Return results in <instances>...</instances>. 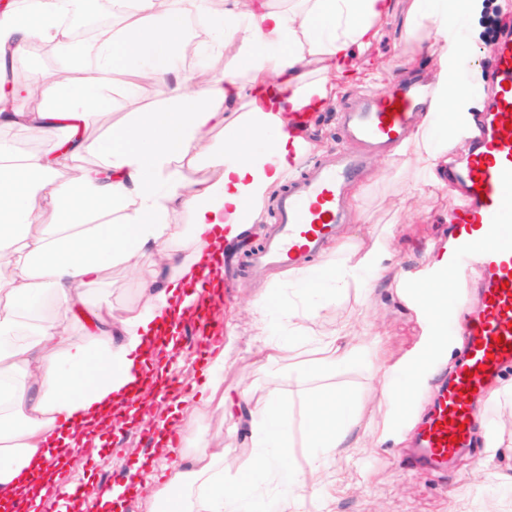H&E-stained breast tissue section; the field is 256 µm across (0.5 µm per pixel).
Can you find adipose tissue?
I'll return each mask as SVG.
<instances>
[{
	"label": "adipose tissue",
	"instance_id": "1",
	"mask_svg": "<svg viewBox=\"0 0 512 512\" xmlns=\"http://www.w3.org/2000/svg\"><path fill=\"white\" fill-rule=\"evenodd\" d=\"M133 0L134 19L98 45L67 44L72 76L41 79L39 112L0 111V127L27 126L56 139V154H27L21 161L0 153V512L12 503H41L57 475L48 459L65 462L91 435L110 426L115 414L136 413V385H148L151 328L160 318L176 322L196 296L172 299L174 282L208 274L210 257L224 243L242 238L271 193L283 186L307 148L293 131L299 113L326 103L333 78L348 75L354 55L378 38L391 0H224L217 28L205 49L218 54L238 46L241 66L193 87L178 63L189 44L182 20H206L209 0ZM60 0H34L26 14L0 12V56L24 57L33 37L64 42ZM471 0H441L432 12L411 0L409 38L420 27L443 49L455 42V22ZM95 57L107 74L128 61L142 62V78L166 86L172 108L139 112L107 139L82 140L78 125L93 113V82L83 71ZM238 111L226 123L227 110ZM223 128L214 148L209 134ZM83 151L103 155L107 173L85 172L61 183L56 163ZM214 157L213 172L187 178L188 156ZM191 211L189 227L170 223L175 207ZM120 213L117 224L103 214ZM156 262L162 280L144 290L137 309L119 324L97 323L86 336L71 333L78 304L104 309L103 272L113 263L138 268ZM309 448V471L343 452L351 433L346 401L333 389L307 396L299 425ZM161 474L154 505L169 512H237L251 493L250 481L225 491L217 478L224 451L203 434L190 441ZM203 486L188 495L190 482Z\"/></svg>",
	"mask_w": 512,
	"mask_h": 512
}]
</instances>
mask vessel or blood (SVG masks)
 <instances>
[{"label": "vessel or blood", "mask_w": 512, "mask_h": 512, "mask_svg": "<svg viewBox=\"0 0 512 512\" xmlns=\"http://www.w3.org/2000/svg\"><path fill=\"white\" fill-rule=\"evenodd\" d=\"M489 81L493 95L478 116L469 155L448 174L449 188H461L462 195L450 213L442 260L451 274L477 275L481 288L463 349L415 427L414 462L434 470L447 468L472 446L468 423L475 391L483 390L486 379L512 372V34L498 41ZM430 105L429 92L410 85L344 113L343 127L359 150L301 166L277 200L270 231L247 254V268H296L319 256L347 220L348 190L368 153L399 143L416 110Z\"/></svg>", "instance_id": "1"}]
</instances>
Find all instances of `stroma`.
Returning a JSON list of instances; mask_svg holds the SVG:
<instances>
[{
    "label": "stroma",
    "instance_id": "stroma-1",
    "mask_svg": "<svg viewBox=\"0 0 512 512\" xmlns=\"http://www.w3.org/2000/svg\"><path fill=\"white\" fill-rule=\"evenodd\" d=\"M512 16V0H476L472 12L458 23V41L443 53L425 52L429 37L420 32L407 37L411 20L405 0H394L392 14L381 39L355 62L353 84L337 83L324 110L311 113L301 135L312 142L309 159L334 149L354 150L336 126V112L352 106L379 86L422 78L436 82L438 74L467 81L470 93L457 103L454 123L443 112L425 117L433 152L461 158L468 150L464 134L488 94L485 74L497 41L492 22ZM15 75L25 80L65 77L67 59L57 50L32 53L15 61ZM131 69L101 80L96 88L99 107L87 123L85 137L102 140L113 127L130 122L135 113L156 111L168 96L158 86L136 97L126 88ZM352 219L321 256L307 266L306 274L286 281L273 269L258 278L241 279L232 298L215 301L218 323L211 336L181 333L179 344L167 360V377L178 392L166 395L150 412V419L167 421L173 409L187 412L202 396L206 368L216 345L224 347L225 395L233 406L224 409L213 401L211 413L200 423L202 431L224 440V485L233 488L242 478L243 466L252 464L260 449L243 417L240 399L262 405L272 401L281 419L298 416L301 401L312 391L337 388L351 405V449L329 461L320 481L308 478L301 448L288 451L283 466L296 474L291 493L298 512H512V394L476 402L474 436L477 446L459 456L447 471L409 476L405 459L412 446V424L428 408L432 393L447 374L462 340L456 328L465 311L476 308V277L454 280L449 297L464 302V311L448 309L451 334L436 335L424 307L408 293L407 284L431 280L445 243L448 223L447 175L404 165L402 155L371 159L349 193ZM381 247L380 268H365L347 287L334 286L323 269L326 262L357 256ZM155 268L143 263L138 271L115 265L103 275L111 293L114 318L131 314L142 301V283L153 278ZM265 300L264 313L253 310ZM309 309L315 316L288 330L282 314ZM346 326L341 340L360 346L363 329L378 340L377 351L352 363H337L322 344L338 326ZM168 451L159 450L146 424L127 426L97 454L76 453L68 472L74 483L94 479L97 486L112 485L115 476L137 470L139 479L122 497L119 512H148L155 477L172 465Z\"/></svg>",
    "mask_w": 512,
    "mask_h": 512
}]
</instances>
